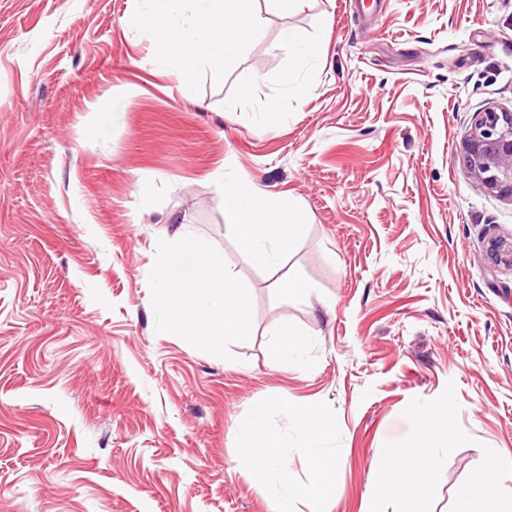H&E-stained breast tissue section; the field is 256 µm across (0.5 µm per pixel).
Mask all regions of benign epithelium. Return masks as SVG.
<instances>
[{"mask_svg": "<svg viewBox=\"0 0 512 512\" xmlns=\"http://www.w3.org/2000/svg\"><path fill=\"white\" fill-rule=\"evenodd\" d=\"M470 174L484 188L512 198V111L479 112L465 142ZM491 260L512 267V240L496 239L490 245Z\"/></svg>", "mask_w": 512, "mask_h": 512, "instance_id": "1", "label": "benign epithelium"}]
</instances>
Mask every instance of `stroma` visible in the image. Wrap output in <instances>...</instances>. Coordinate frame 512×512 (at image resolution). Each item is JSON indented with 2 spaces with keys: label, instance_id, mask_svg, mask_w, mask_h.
<instances>
[{
  "label": "stroma",
  "instance_id": "stroma-1",
  "mask_svg": "<svg viewBox=\"0 0 512 512\" xmlns=\"http://www.w3.org/2000/svg\"><path fill=\"white\" fill-rule=\"evenodd\" d=\"M254 8L253 39L185 98L136 0H0V512H274L237 454L272 400L336 426L335 495L294 512H396L380 463L421 410L448 415L428 512L512 461V268L487 257L512 199L462 149L476 112L512 110V0ZM286 27L314 59L281 48ZM221 172L302 212L278 270L226 228ZM183 224L247 290L248 334L223 353L152 305ZM287 275L310 296L282 299ZM284 326L312 344L274 369Z\"/></svg>",
  "mask_w": 512,
  "mask_h": 512
}]
</instances>
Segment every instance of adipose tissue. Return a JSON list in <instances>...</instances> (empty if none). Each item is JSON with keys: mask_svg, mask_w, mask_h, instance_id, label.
<instances>
[{"mask_svg": "<svg viewBox=\"0 0 512 512\" xmlns=\"http://www.w3.org/2000/svg\"><path fill=\"white\" fill-rule=\"evenodd\" d=\"M137 18L160 21L164 35L152 58L156 69L207 67L221 73L226 58L254 36L257 16L253 0H137ZM224 222L236 234L251 261L263 268L280 267L303 225L296 209L285 210L259 195L242 176L218 183ZM154 308L173 330L215 351L247 335L245 290L226 267L224 257L197 233L180 226L156 274ZM295 415L292 433L271 428L273 415ZM416 438L388 452L389 462L411 458L431 466L438 448L448 440L446 429L431 417L415 413ZM335 425L312 410L293 411L283 400H273L243 421L238 452L248 464L253 481L274 501L276 512H288L294 499L325 501L332 487L323 463L332 452ZM298 449L309 466L305 486L294 484L288 472L289 449ZM456 512H505L512 506V472L500 480L479 477L462 484L456 493Z\"/></svg>", "mask_w": 512, "mask_h": 512, "instance_id": "obj_1", "label": "adipose tissue"}]
</instances>
